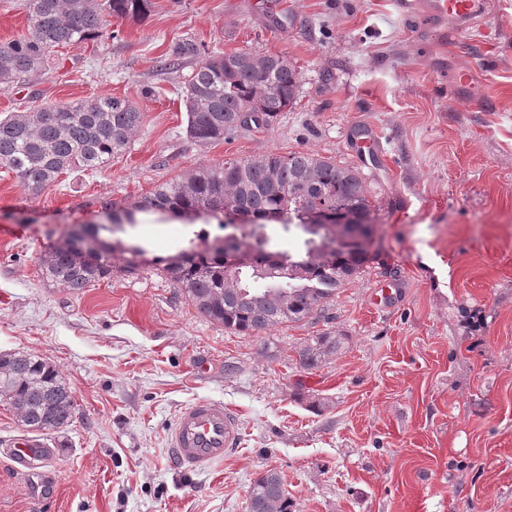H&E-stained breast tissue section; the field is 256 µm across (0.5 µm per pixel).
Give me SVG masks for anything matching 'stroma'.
<instances>
[{
    "label": "stroma",
    "instance_id": "stroma-1",
    "mask_svg": "<svg viewBox=\"0 0 512 512\" xmlns=\"http://www.w3.org/2000/svg\"><path fill=\"white\" fill-rule=\"evenodd\" d=\"M449 42L459 96L435 49L394 0H151L109 17L97 41L55 49L46 70L0 90V116L41 102L129 99L145 114L129 149L33 195L0 169V352L59 368L73 422L41 431L54 496L33 500L0 449V512H247L276 470L297 512H512V0ZM189 38L205 52L288 56L296 104L265 129L201 145L181 94L195 60L161 57ZM375 136L374 153L357 148ZM305 151L356 168L376 215L371 259L328 321L243 336L210 321L159 270L83 293L38 274L66 225L128 206L202 165ZM179 220L141 215L136 236L173 254ZM400 289L372 307L377 285ZM328 330L342 347L315 370L297 351ZM323 398L319 414L297 391ZM196 398L232 408L241 440L211 470L172 467L167 432Z\"/></svg>",
    "mask_w": 512,
    "mask_h": 512
}]
</instances>
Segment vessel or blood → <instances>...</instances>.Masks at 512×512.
I'll return each instance as SVG.
<instances>
[{
    "label": "vessel or blood",
    "instance_id": "b4317fda",
    "mask_svg": "<svg viewBox=\"0 0 512 512\" xmlns=\"http://www.w3.org/2000/svg\"><path fill=\"white\" fill-rule=\"evenodd\" d=\"M399 14L411 20L434 44L447 46L465 31L483 27L495 14L494 0H395ZM240 442V421L223 402L202 398L190 403L173 420L168 435L172 464L184 472H199L223 461ZM11 459L27 472L36 497L48 495L50 451L37 440L18 437L8 444Z\"/></svg>",
    "mask_w": 512,
    "mask_h": 512
}]
</instances>
